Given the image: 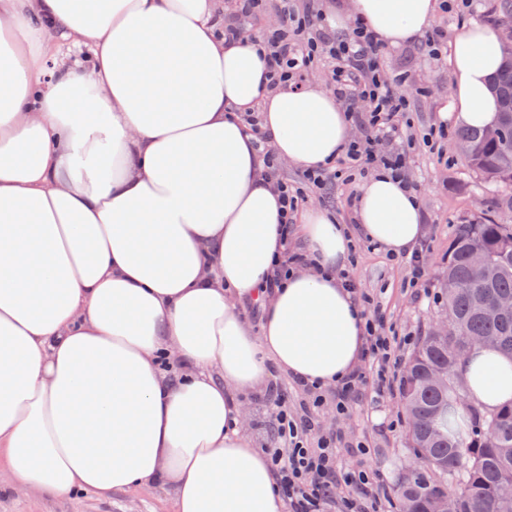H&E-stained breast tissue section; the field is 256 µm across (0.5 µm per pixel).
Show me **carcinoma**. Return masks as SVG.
Here are the masks:
<instances>
[{
	"label": "carcinoma",
	"instance_id": "carcinoma-1",
	"mask_svg": "<svg viewBox=\"0 0 512 512\" xmlns=\"http://www.w3.org/2000/svg\"><path fill=\"white\" fill-rule=\"evenodd\" d=\"M504 33L512 32V0H495ZM499 118L495 136L487 130L464 128L457 138L469 146L463 155L468 169L496 187L494 209L512 212V183L502 176L512 170V58L505 57L495 79ZM443 277L455 284L445 294L446 318L460 336L422 337L406 361L400 380L403 408L410 422V447L432 474L448 478L439 484L410 467L397 488L401 512H429L441 494L449 512H512V404L482 420L469 435L457 431L453 404L460 402L463 382L458 375L462 343L480 337L485 344L512 355V313L495 321L484 307L502 295L512 296V224L489 214L461 219L448 245ZM448 375L442 386L427 381L431 372Z\"/></svg>",
	"mask_w": 512,
	"mask_h": 512
}]
</instances>
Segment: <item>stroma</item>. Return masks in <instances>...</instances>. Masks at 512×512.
Returning a JSON list of instances; mask_svg holds the SVG:
<instances>
[{"instance_id":"stroma-1","label":"stroma","mask_w":512,"mask_h":512,"mask_svg":"<svg viewBox=\"0 0 512 512\" xmlns=\"http://www.w3.org/2000/svg\"><path fill=\"white\" fill-rule=\"evenodd\" d=\"M382 64L389 74H404L417 91L410 99L411 134L414 140L409 157V174L419 187L421 219L426 226L425 241L430 246L426 268L433 299H418L406 286L407 270L400 259L369 246L364 238L354 243V264L350 271L359 287L377 299L388 322L396 324L410 341L402 350L410 355L424 332L439 321L444 291L441 271L448 257V242L460 219L472 212L491 209L493 188L484 186L460 158L450 126V136L429 143L425 136L450 111V89L454 82L451 58L434 61L410 45L389 47ZM358 183L337 185L330 196L309 190L302 209L324 207L336 212L341 223L354 224V198ZM321 426L340 431L346 440L364 441L371 448L367 468L378 472L388 487H395L412 459L408 446V423L399 399L377 404L364 400L345 415H337L332 403L319 412ZM0 512H175L170 491L143 486L113 493L102 499L85 493L69 498L34 497L17 491H0Z\"/></svg>"}]
</instances>
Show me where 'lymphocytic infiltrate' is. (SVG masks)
<instances>
[{
  "label": "lymphocytic infiltrate",
  "instance_id": "f902f5d3",
  "mask_svg": "<svg viewBox=\"0 0 512 512\" xmlns=\"http://www.w3.org/2000/svg\"><path fill=\"white\" fill-rule=\"evenodd\" d=\"M278 11L279 25L253 38L268 60L272 81L292 82L318 57L330 58L336 95L352 126L360 132L334 165L303 172L299 187L282 177L274 155L265 154L264 165L281 192L286 226H293L308 187L322 191L383 168L405 188L416 190V183L407 174L406 152L399 147L411 127L406 76L387 75L381 65L382 46L363 24L339 34L326 27L320 13L296 11L291 0H280ZM344 282L365 320L366 367L336 384L331 399L340 415L358 405L364 393H371L378 402L390 398L400 352L408 342L388 324L382 309L358 287L352 275H345ZM270 391V444L264 452L289 512H332L338 505L343 512H382L390 494L384 481L364 467L365 445L354 448L355 464L344 467L337 459L339 438L316 429L315 416L329 399L322 388L307 386L309 401L302 412L289 406L288 393L279 384H271Z\"/></svg>",
  "mask_w": 512,
  "mask_h": 512
}]
</instances>
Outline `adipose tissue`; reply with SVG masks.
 Listing matches in <instances>:
<instances>
[{
  "instance_id": "ef3b65f1",
  "label": "adipose tissue",
  "mask_w": 512,
  "mask_h": 512,
  "mask_svg": "<svg viewBox=\"0 0 512 512\" xmlns=\"http://www.w3.org/2000/svg\"><path fill=\"white\" fill-rule=\"evenodd\" d=\"M436 0H348L386 45L416 40ZM224 0H0V464L12 489L66 498L160 485L176 512H285L243 428L240 394L272 372L335 386L362 358L342 285L353 241L325 209L293 235L310 263L259 291L285 246L280 193L242 120L279 160L338 158L350 124L317 86L273 84L265 56L225 40ZM500 29L453 41L457 125L498 117ZM67 41L86 49L73 63ZM361 235L410 253L418 196L386 172L361 186ZM261 298L252 331L237 303ZM458 372L461 429L512 402V359L486 347Z\"/></svg>"
}]
</instances>
